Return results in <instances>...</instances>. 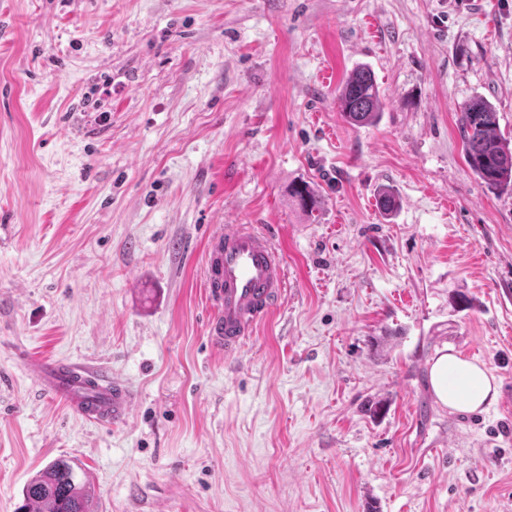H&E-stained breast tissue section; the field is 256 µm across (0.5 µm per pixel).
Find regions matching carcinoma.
I'll return each instance as SVG.
<instances>
[{
  "label": "carcinoma",
  "instance_id": "obj_1",
  "mask_svg": "<svg viewBox=\"0 0 512 512\" xmlns=\"http://www.w3.org/2000/svg\"><path fill=\"white\" fill-rule=\"evenodd\" d=\"M337 107L352 126L372 125L382 115L380 91L372 70L358 67L344 81ZM457 126L466 163L489 188L512 186V144L499 133L497 112L483 98L460 107ZM290 195L306 212L316 210L318 201L305 186L294 187ZM82 468L67 458L48 463L23 487V504L18 512H95L93 494Z\"/></svg>",
  "mask_w": 512,
  "mask_h": 512
}]
</instances>
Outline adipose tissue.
Segmentation results:
<instances>
[{"instance_id":"1","label":"adipose tissue","mask_w":512,"mask_h":512,"mask_svg":"<svg viewBox=\"0 0 512 512\" xmlns=\"http://www.w3.org/2000/svg\"><path fill=\"white\" fill-rule=\"evenodd\" d=\"M430 377L439 400L456 410H477L499 393L494 377L483 366L452 352L436 359Z\"/></svg>"}]
</instances>
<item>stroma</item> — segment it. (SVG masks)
<instances>
[{
  "label": "stroma",
  "mask_w": 512,
  "mask_h": 512,
  "mask_svg": "<svg viewBox=\"0 0 512 512\" xmlns=\"http://www.w3.org/2000/svg\"><path fill=\"white\" fill-rule=\"evenodd\" d=\"M474 97L512 141V0H0V512L60 456L96 512H512V192L465 162ZM215 224L265 227L288 281L232 357ZM22 348L108 367L130 417L86 423ZM449 351L497 400L437 398ZM336 101L343 118L353 126L376 124L383 113L376 79L367 66L351 72L341 86Z\"/></svg>",
  "instance_id": "35a3bbf8"
}]
</instances>
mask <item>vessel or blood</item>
Returning a JSON list of instances; mask_svg holds the SVG:
<instances>
[{"label": "vessel or blood", "mask_w": 512, "mask_h": 512, "mask_svg": "<svg viewBox=\"0 0 512 512\" xmlns=\"http://www.w3.org/2000/svg\"><path fill=\"white\" fill-rule=\"evenodd\" d=\"M283 260L267 234L232 224L209 233L205 288L212 306L207 332L212 347L239 353L257 324L278 303L285 286ZM31 370L45 392L62 399L91 424L124 422L133 392L98 363L42 361Z\"/></svg>", "instance_id": "b4317fda"}]
</instances>
